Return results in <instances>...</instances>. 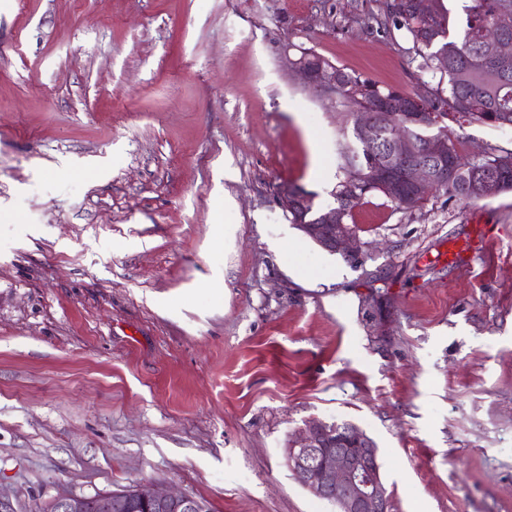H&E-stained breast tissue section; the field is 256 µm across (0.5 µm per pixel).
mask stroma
<instances>
[{"instance_id": "35a3bbf8", "label": "stroma", "mask_w": 512, "mask_h": 512, "mask_svg": "<svg viewBox=\"0 0 512 512\" xmlns=\"http://www.w3.org/2000/svg\"><path fill=\"white\" fill-rule=\"evenodd\" d=\"M383 0H0V494L135 483L212 512H336L284 463L309 420L374 440L391 512H512V191L355 208L359 253L290 223L352 116L282 42L382 87L431 75ZM459 154L512 126L449 123ZM488 225L467 265L438 256Z\"/></svg>"}]
</instances>
